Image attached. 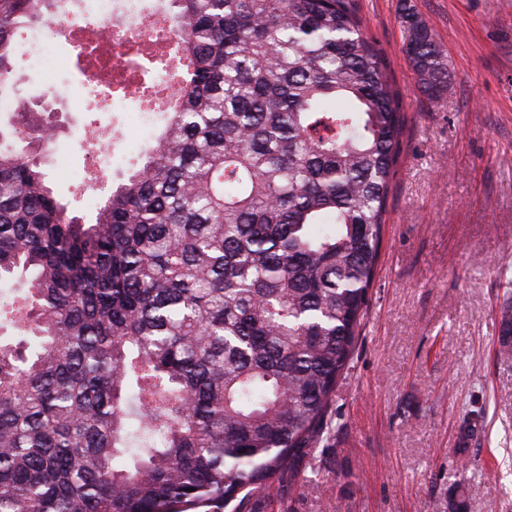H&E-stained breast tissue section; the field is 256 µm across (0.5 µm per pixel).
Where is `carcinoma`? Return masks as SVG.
Listing matches in <instances>:
<instances>
[{
	"mask_svg": "<svg viewBox=\"0 0 512 512\" xmlns=\"http://www.w3.org/2000/svg\"><path fill=\"white\" fill-rule=\"evenodd\" d=\"M55 7L0 0V97ZM164 9L179 91L93 221L48 178L47 102L0 125V512H226L314 450L353 357L404 124L355 0Z\"/></svg>",
	"mask_w": 512,
	"mask_h": 512,
	"instance_id": "1",
	"label": "carcinoma"
}]
</instances>
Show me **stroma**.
I'll return each mask as SVG.
<instances>
[{"instance_id":"35a3bbf8","label":"stroma","mask_w":512,"mask_h":512,"mask_svg":"<svg viewBox=\"0 0 512 512\" xmlns=\"http://www.w3.org/2000/svg\"><path fill=\"white\" fill-rule=\"evenodd\" d=\"M448 64L441 101L405 53L400 4ZM405 126L367 314L331 424L294 478L235 512H512V0H357ZM70 165L47 172L73 202V144L97 112L51 102Z\"/></svg>"}]
</instances>
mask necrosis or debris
<instances>
[{
	"label": "necrosis or debris",
	"mask_w": 512,
	"mask_h": 512,
	"mask_svg": "<svg viewBox=\"0 0 512 512\" xmlns=\"http://www.w3.org/2000/svg\"><path fill=\"white\" fill-rule=\"evenodd\" d=\"M145 0H76L75 6L55 9L48 25L23 33L26 69L55 72L58 96L71 111H82L88 87H95L108 111L151 138L153 117L172 84L157 74L174 68L180 57L175 35L163 9H146ZM66 37L69 52L58 39ZM86 168L75 175L81 185L100 184L112 172V146L98 136L81 139Z\"/></svg>",
	"instance_id": "necrosis-or-debris-1"
}]
</instances>
